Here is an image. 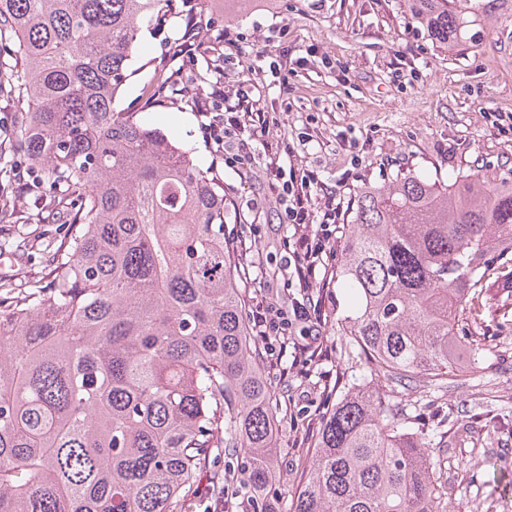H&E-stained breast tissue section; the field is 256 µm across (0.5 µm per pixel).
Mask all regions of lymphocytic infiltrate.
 Listing matches in <instances>:
<instances>
[{
    "label": "lymphocytic infiltrate",
    "instance_id": "lymphocytic-infiltrate-1",
    "mask_svg": "<svg viewBox=\"0 0 512 512\" xmlns=\"http://www.w3.org/2000/svg\"><path fill=\"white\" fill-rule=\"evenodd\" d=\"M198 106L206 118L205 132L225 167L262 180L261 206L275 209L279 222L287 228L282 247L292 269L288 285L299 291L302 300L286 310L264 299L257 302L251 313L255 335H286L293 332L298 322L309 320L307 300L314 288L331 278L327 259L333 252L344 204L334 191L324 187L318 169L284 165V158L294 156L296 145H309L313 137L302 134L295 144L284 136L269 140L271 128L281 124L280 113L257 110L247 91L229 94L220 86L199 100ZM251 128L265 137V164L257 163L245 138Z\"/></svg>",
    "mask_w": 512,
    "mask_h": 512
}]
</instances>
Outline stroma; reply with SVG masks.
I'll return each instance as SVG.
<instances>
[{
    "label": "stroma",
    "mask_w": 512,
    "mask_h": 512,
    "mask_svg": "<svg viewBox=\"0 0 512 512\" xmlns=\"http://www.w3.org/2000/svg\"><path fill=\"white\" fill-rule=\"evenodd\" d=\"M484 0H454L456 10L475 17L462 44L432 39L406 0H206L204 45L190 59L175 62L179 100L146 113L151 127L178 139L202 166L215 147L193 98L198 74L244 88L265 112L282 113L289 141L302 131L315 138L304 162L319 166L328 188L352 202L364 187L387 183L399 172L444 182L470 166L512 168V134L493 124L495 114H512V0L484 10ZM182 14L164 29H144L117 109L130 107L144 85L166 64V42L181 37ZM239 32L236 63H223L225 30ZM287 51L293 70L280 86L267 70L270 58ZM325 56L329 66L313 65ZM356 148H349V141ZM228 225L275 223L273 211L254 210L258 181L219 168ZM65 230L63 210L40 224L0 223V276L23 278L38 272L49 242ZM482 310L489 337L487 359L473 379L449 385L443 400L402 401L418 408L420 430L429 443H448V498L452 512H512V277ZM326 347L315 361H296L293 347L263 349L268 385L287 407L295 430L325 408L324 387L339 375L362 380L364 365L346 361L330 326L320 329Z\"/></svg>",
    "instance_id": "35a3bbf8"
}]
</instances>
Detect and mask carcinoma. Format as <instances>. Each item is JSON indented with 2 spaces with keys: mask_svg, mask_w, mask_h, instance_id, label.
Wrapping results in <instances>:
<instances>
[{
  "mask_svg": "<svg viewBox=\"0 0 512 512\" xmlns=\"http://www.w3.org/2000/svg\"><path fill=\"white\" fill-rule=\"evenodd\" d=\"M172 2L0 0L14 140L0 181L18 144L44 185L24 223L44 207L70 216L41 271L0 282V512H194L214 453L237 465L212 492L242 483L249 512H449L448 465L401 397L443 393L486 359L474 302L512 255V170L399 173L355 197L330 287L352 298L345 353L386 387L344 380L285 488L284 417L225 247L224 183L138 119L177 84L152 80L114 109L143 28L161 29ZM412 8L458 43L467 21L451 6Z\"/></svg>",
  "mask_w": 512,
  "mask_h": 512,
  "instance_id": "cac0c4a2",
  "label": "carcinoma"
}]
</instances>
